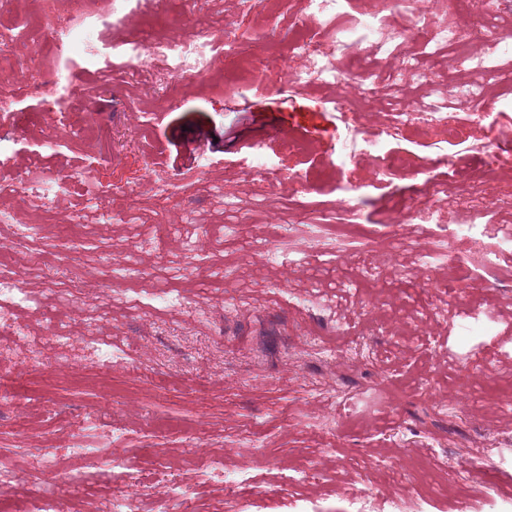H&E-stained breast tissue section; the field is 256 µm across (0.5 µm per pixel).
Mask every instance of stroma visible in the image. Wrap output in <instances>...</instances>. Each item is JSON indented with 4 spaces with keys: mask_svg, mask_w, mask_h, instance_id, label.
I'll list each match as a JSON object with an SVG mask.
<instances>
[{
    "mask_svg": "<svg viewBox=\"0 0 512 512\" xmlns=\"http://www.w3.org/2000/svg\"><path fill=\"white\" fill-rule=\"evenodd\" d=\"M428 35L471 20L466 0H417ZM30 0L0 8V35L13 41L0 71V184L34 171L57 183L52 211L0 195V208L23 209L25 226L0 227L14 241L6 262L25 273L28 302L12 308L13 335L0 339V468L16 474L0 497L32 490L83 501L97 512L126 471L169 474L186 487L193 512H234L222 482L198 455L225 468L249 467L255 512H288L292 500L317 512H343L363 490L381 498L426 494L414 475L435 456L460 472L456 494L428 512H459L475 501L476 449L497 466L487 481L512 493V408L494 383L512 382V250L498 242L512 228V85L488 101L489 117L465 141L438 125L405 127L356 162L338 163L348 126L381 133L390 101L448 103L470 111L456 88L471 78L467 51L427 53L410 45L429 80H402L394 93L362 95L361 77L381 79L377 44L338 57L349 84L274 87L259 65L286 49L296 31L323 43L330 24L315 22L302 0H139L95 46L119 62L145 31L168 39L217 40L214 70L183 82L168 63L149 59L113 86L86 75L76 111L47 97L20 96L40 70L83 65L23 39ZM351 100L347 121L335 102ZM496 149L486 165L475 148ZM265 172L250 166L254 152ZM456 182L461 200L436 201L438 224H413L401 211L423 176ZM355 225L359 237L316 246L308 226ZM452 224L476 225L480 246L498 252L496 270L479 260L427 267L425 252ZM65 267L82 287L75 304L49 291ZM182 301L156 305V289ZM496 323L466 335L467 307ZM112 342V375L102 385L83 326ZM70 324L73 343L47 329ZM42 342L28 363L30 339ZM335 392L337 408L324 401ZM106 410L117 431L89 447L118 460L106 471L75 459L71 422ZM49 449L62 480L26 475L27 451ZM314 462L318 480L299 469Z\"/></svg>",
    "mask_w": 512,
    "mask_h": 512,
    "instance_id": "1",
    "label": "stroma"
}]
</instances>
